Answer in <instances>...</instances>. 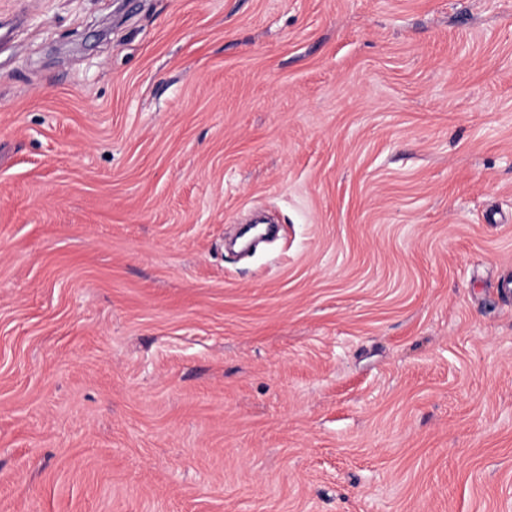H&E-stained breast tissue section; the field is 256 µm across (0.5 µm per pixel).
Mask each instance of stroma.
Here are the masks:
<instances>
[{"label":"stroma","mask_w":512,"mask_h":512,"mask_svg":"<svg viewBox=\"0 0 512 512\" xmlns=\"http://www.w3.org/2000/svg\"><path fill=\"white\" fill-rule=\"evenodd\" d=\"M0 23V512H512V0Z\"/></svg>","instance_id":"obj_1"}]
</instances>
